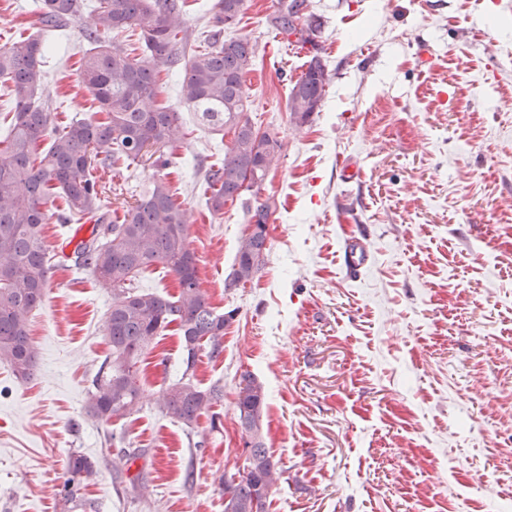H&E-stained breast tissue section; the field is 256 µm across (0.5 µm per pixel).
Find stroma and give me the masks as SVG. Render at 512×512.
<instances>
[{
	"label": "stroma",
	"instance_id": "stroma-1",
	"mask_svg": "<svg viewBox=\"0 0 512 512\" xmlns=\"http://www.w3.org/2000/svg\"><path fill=\"white\" fill-rule=\"evenodd\" d=\"M274 3L245 0L230 30L257 48L247 116L283 144L259 193L269 251L246 286H224L245 210L213 213L205 195L233 135L196 119L178 76L162 79L187 133L166 180L201 288L235 313L223 354L186 369L169 325L137 363L142 408L90 417L112 295L62 260L29 314L33 375L0 364V512H224L246 370L266 389L262 432L284 470L269 512H512V0H306L333 80L301 126L288 96L310 52L274 35ZM90 22L83 11L48 40L43 102L59 126L97 107L79 79ZM36 28L33 0H0V44ZM344 160L359 176L340 175ZM95 175L122 186L119 216L156 170ZM360 236L369 261L351 281L338 255ZM184 376L224 389L190 428L154 403ZM73 453L95 472L68 500Z\"/></svg>",
	"mask_w": 512,
	"mask_h": 512
}]
</instances>
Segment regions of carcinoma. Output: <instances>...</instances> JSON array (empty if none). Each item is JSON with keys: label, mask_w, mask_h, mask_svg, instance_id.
I'll return each mask as SVG.
<instances>
[{"label": "carcinoma", "mask_w": 512, "mask_h": 512, "mask_svg": "<svg viewBox=\"0 0 512 512\" xmlns=\"http://www.w3.org/2000/svg\"><path fill=\"white\" fill-rule=\"evenodd\" d=\"M305 0H277L270 25L288 40L310 45L306 70L293 84L289 107L298 124L309 121L332 74L321 65L317 37L321 23L304 16ZM37 34L0 45V81L13 97L9 132L0 139V363L18 378L32 375L36 348L27 316L41 305L50 285L54 254L46 245L43 224L46 205L59 193L65 208L63 224L94 222L90 241L75 248V265L112 293L107 336L111 356L93 380L88 413L104 422L138 411L143 389L138 379L139 356L155 336L175 323L179 327L186 369L199 353L217 358L224 352V330L234 313L215 311L199 288L197 260L186 234V210L176 203L167 182L159 177L123 219L113 221L106 211L108 189L93 175L96 169L122 171L155 150L153 166L170 164L166 148L182 138L179 113L158 103L160 68L183 72V103L211 128L233 133L224 160L205 174L209 208L220 213L229 202L243 201L251 231L238 245L235 263L224 287L237 288L260 272L268 252L270 206L258 199L260 187L279 160L282 143L260 132L245 116L248 104L242 80L255 64V45L246 38H224V30L240 20L244 0H214L209 8L212 26L204 41L193 45L183 29L179 0H96L92 26L83 37L93 44L82 57L80 81L98 103V119L75 120L61 129L52 126L43 106L44 57L42 36L66 28L82 14V0H34ZM139 31L142 57L135 58L106 34ZM49 140L45 149L41 142ZM256 176L254 201L241 192L246 172ZM161 264L178 279L173 299L135 289L137 276ZM265 389L250 372L241 374L236 409L247 477L223 483L224 512H267V501L282 471L265 446L262 414ZM224 399V388L206 390L190 382L168 386L157 399L161 412L191 428L198 418ZM94 464L86 457L68 458L65 496L73 495L74 477L89 476Z\"/></svg>", "instance_id": "carcinoma-1"}]
</instances>
